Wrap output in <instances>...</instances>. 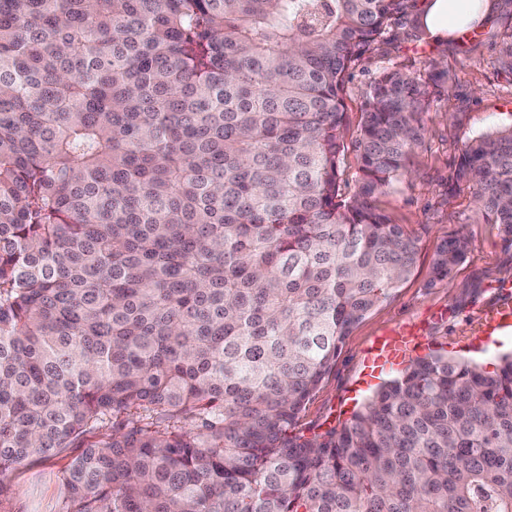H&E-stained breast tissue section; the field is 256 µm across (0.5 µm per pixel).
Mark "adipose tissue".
Wrapping results in <instances>:
<instances>
[{
    "instance_id": "obj_1",
    "label": "adipose tissue",
    "mask_w": 512,
    "mask_h": 512,
    "mask_svg": "<svg viewBox=\"0 0 512 512\" xmlns=\"http://www.w3.org/2000/svg\"><path fill=\"white\" fill-rule=\"evenodd\" d=\"M497 8V0H422L417 19L431 36L445 41L488 22Z\"/></svg>"
}]
</instances>
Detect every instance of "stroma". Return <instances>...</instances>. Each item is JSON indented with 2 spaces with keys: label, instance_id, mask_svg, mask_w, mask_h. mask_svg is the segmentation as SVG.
<instances>
[{
  "label": "stroma",
  "instance_id": "stroma-1",
  "mask_svg": "<svg viewBox=\"0 0 512 512\" xmlns=\"http://www.w3.org/2000/svg\"><path fill=\"white\" fill-rule=\"evenodd\" d=\"M512 31V0H499L496 15L465 38L432 41L419 34L412 16L396 21L387 44L366 55L351 71L345 103L348 132L344 139V195L361 177L354 147L371 81L396 63L426 79L429 107L423 115V144L410 160L412 173L387 188L380 208L419 240L412 276L393 295L373 308L346 337L335 368L301 413V433L325 431L346 421L380 382L364 377L365 359L380 336L404 329L422 337L424 350L448 352L493 368L512 353V329L477 337L481 313L506 298L503 281L512 279V244L497 225L476 213L470 189L448 191V177L465 142L512 125V73L502 66V40ZM438 64L447 77L430 81L429 66ZM461 235L468 240L465 259L447 280L432 282L431 263L442 240ZM68 449L0 476V512H67L63 478L76 456Z\"/></svg>",
  "mask_w": 512,
  "mask_h": 512
}]
</instances>
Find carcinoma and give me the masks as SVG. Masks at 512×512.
Wrapping results in <instances>:
<instances>
[{"label":"carcinoma","instance_id":"cac0c4a2","mask_svg":"<svg viewBox=\"0 0 512 512\" xmlns=\"http://www.w3.org/2000/svg\"><path fill=\"white\" fill-rule=\"evenodd\" d=\"M415 0H0V474L75 447L67 512H512V357L435 353L295 425L419 246L377 206L426 84H345ZM451 189L512 240V126ZM450 237L443 281L465 257Z\"/></svg>","mask_w":512,"mask_h":512}]
</instances>
